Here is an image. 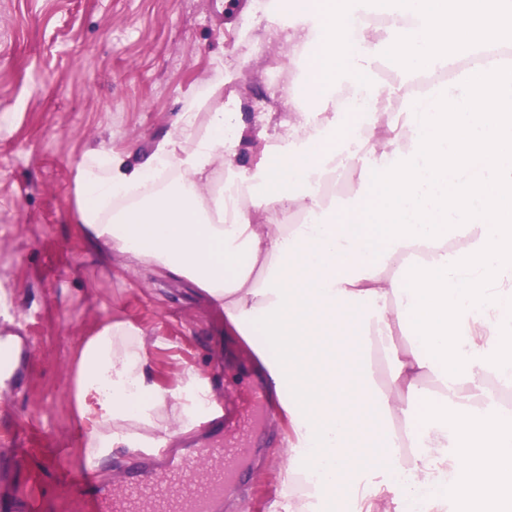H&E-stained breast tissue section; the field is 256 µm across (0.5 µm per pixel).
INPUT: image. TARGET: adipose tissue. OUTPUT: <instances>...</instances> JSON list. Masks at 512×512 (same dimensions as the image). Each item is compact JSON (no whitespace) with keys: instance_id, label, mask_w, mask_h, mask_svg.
Segmentation results:
<instances>
[{"instance_id":"1","label":"adipose tissue","mask_w":512,"mask_h":512,"mask_svg":"<svg viewBox=\"0 0 512 512\" xmlns=\"http://www.w3.org/2000/svg\"><path fill=\"white\" fill-rule=\"evenodd\" d=\"M386 3L379 31L371 0H291L294 23L266 31L304 64V94L285 90L282 111L251 118L217 99L203 134L190 104L148 153L91 150L79 221L90 252L203 289L256 354L292 430L282 512H309L290 481L305 467L330 503L377 475L364 512H408L423 487L453 512H512V72L469 63L507 45L498 21L512 0ZM381 61L393 83L376 81ZM344 85L358 106L339 101ZM391 100L401 111H376ZM334 175L351 193H319ZM301 212L311 223H295ZM180 383L177 397L153 381L132 323L85 337L75 400L96 457L148 442L169 407L191 429L214 393L191 370ZM400 470L414 481L398 490Z\"/></svg>"}]
</instances>
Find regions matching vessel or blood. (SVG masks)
Listing matches in <instances>:
<instances>
[{"instance_id":"1","label":"vessel or blood","mask_w":512,"mask_h":512,"mask_svg":"<svg viewBox=\"0 0 512 512\" xmlns=\"http://www.w3.org/2000/svg\"><path fill=\"white\" fill-rule=\"evenodd\" d=\"M273 416L262 384L254 383L245 408L224 406L197 444L157 462L140 461L122 492L91 474L79 488L93 503L90 512H223L224 499L252 452L253 429ZM0 512H42L41 496L34 490L0 494Z\"/></svg>"}]
</instances>
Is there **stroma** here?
I'll return each instance as SVG.
<instances>
[{
	"label": "stroma",
	"mask_w": 512,
	"mask_h": 512,
	"mask_svg": "<svg viewBox=\"0 0 512 512\" xmlns=\"http://www.w3.org/2000/svg\"><path fill=\"white\" fill-rule=\"evenodd\" d=\"M261 37L257 24L225 29L224 0H0V318L32 338L11 363L22 391L0 398V448L15 421L40 417L49 435L22 447L38 455L55 441L68 451L65 470L84 469L75 368L82 339L107 319L146 332L161 386L176 389L194 369L216 397L242 401L237 382L258 375L254 356L240 349L212 363L223 319L202 289L86 251L75 175L101 145L148 152L186 104L224 93L228 69L240 73V111H281L277 45L246 54ZM288 438L287 419L268 425L224 512H271Z\"/></svg>",
	"instance_id": "35a3bbf8"
}]
</instances>
